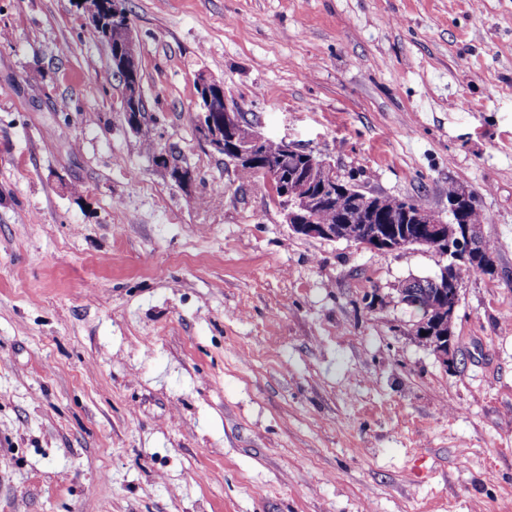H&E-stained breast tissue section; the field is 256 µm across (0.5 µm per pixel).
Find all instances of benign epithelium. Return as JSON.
Instances as JSON below:
<instances>
[{"mask_svg": "<svg viewBox=\"0 0 512 512\" xmlns=\"http://www.w3.org/2000/svg\"><path fill=\"white\" fill-rule=\"evenodd\" d=\"M80 6L91 25L97 28H103L105 24L125 17L123 0H83ZM112 70L122 79L125 86L124 111L132 116V123L138 125L144 117V100L138 86L141 71L139 50L129 25L125 28L124 41L118 44L115 54L112 55ZM196 88L200 111L195 116V125L199 136L211 151L224 156V160L237 170L261 163L267 137L245 123L238 110L229 108L224 99V86L201 74L197 78ZM278 143L280 163L283 164L288 158L300 155L310 174L314 175L321 171L325 177L318 188L297 194L288 183V177L283 175L281 167L275 166L269 170L268 178L276 189L277 197L280 198L286 223L294 232L305 237L329 241L348 239L342 227L345 223L344 218H339L334 224H321L317 221V213L323 207V203L334 197L338 190L352 196L353 204L366 209L369 214L377 212L376 195L366 193L355 185L338 187L333 166L322 156L302 150L283 139L278 140ZM157 161L169 170L176 183L183 185L191 181V173L170 164L166 150L158 152ZM475 206L474 197L461 189L448 201V221L432 210L405 209V223L417 224L421 229L416 238L409 235L405 227L383 234L378 226L374 225L362 238L356 240V244L360 246L389 252L421 243L447 259V263L431 277V281L437 284L439 299L445 303L442 317L432 322V328L427 330L425 336L421 335L416 325L411 332L415 339L424 341L433 349L445 367L454 364L453 324L461 300L463 270L472 263H480L491 271L495 269L494 257L480 248V227L466 221V214Z\"/></svg>", "mask_w": 512, "mask_h": 512, "instance_id": "benign-epithelium-1", "label": "benign epithelium"}]
</instances>
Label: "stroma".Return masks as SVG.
I'll use <instances>...</instances> for the list:
<instances>
[{
	"mask_svg": "<svg viewBox=\"0 0 512 512\" xmlns=\"http://www.w3.org/2000/svg\"><path fill=\"white\" fill-rule=\"evenodd\" d=\"M146 122L77 0H0V512H512V0H123ZM371 194L472 192L456 365L397 252L300 236L195 83ZM196 88L200 111L195 116V125L211 151L224 156V161L236 170L260 164L269 138L245 123L238 110L229 108L221 83L200 74Z\"/></svg>",
	"mask_w": 512,
	"mask_h": 512,
	"instance_id": "35a3bbf8",
	"label": "stroma"
}]
</instances>
